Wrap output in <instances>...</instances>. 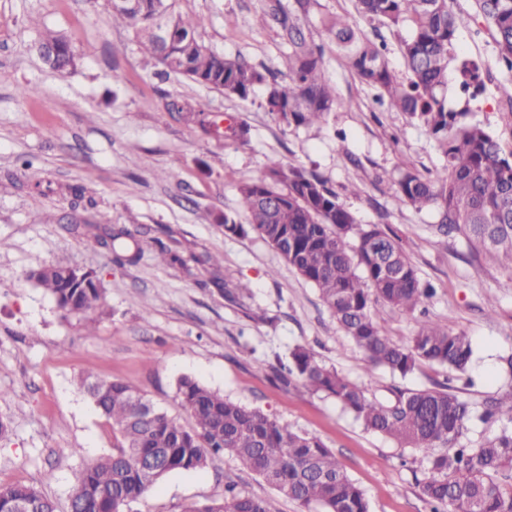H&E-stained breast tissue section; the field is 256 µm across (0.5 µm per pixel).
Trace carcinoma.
Masks as SVG:
<instances>
[{
	"label": "carcinoma",
	"instance_id": "obj_1",
	"mask_svg": "<svg viewBox=\"0 0 512 512\" xmlns=\"http://www.w3.org/2000/svg\"><path fill=\"white\" fill-rule=\"evenodd\" d=\"M312 0H269L259 23L276 25L288 44V83L220 54L197 35L203 20L175 10V0H131L129 7L108 6L112 21L131 28L139 48L167 74L178 73L199 85L243 100L262 86V106L290 126L309 125L347 103L336 100L325 79L321 46L309 40L301 17ZM492 30L496 60L512 72V0H477ZM357 14L396 36L405 62L401 78L389 67L385 42L371 40L346 15L329 14L322 24L348 67L377 91L389 112H406L438 143L444 164L432 179L410 170L398 181V199L418 211L441 216L438 231L464 238L470 250L512 266V150L507 151L482 125L464 120L466 112L448 107V69L461 77L462 89L477 95L487 72L475 62H457L456 31L463 23L448 0H357ZM176 38L159 44L157 32ZM51 69L75 65L70 41L43 32L36 48ZM239 193L248 224L224 215V232H254L267 241L320 296L345 335L371 367L402 378L422 362L467 371L472 342L436 322H425L405 345L383 333L377 305L414 312L430 296L402 245L376 226L364 229L316 173L270 161L264 173L242 183ZM275 205H265L266 198ZM29 278L44 288L67 315L86 314L100 305L97 275L63 261L43 264ZM276 378L323 393L363 427L423 453L424 477L416 480L432 512H512V385L477 406L448 391L398 389L385 404L365 388L324 364L308 346L297 344L278 361ZM96 411L110 420L120 445L85 468L71 497L75 512H128L151 487L175 471H201L216 455H230L256 472L278 494L305 512H369L363 490L349 477L333 451L317 436L297 432L258 409L230 400L184 376L177 397L189 414L188 427L159 409L123 380L83 379ZM484 425L479 441L464 440L473 421ZM162 452L156 472L142 461ZM28 512H56L55 502L35 487L13 484L0 489V512L16 503ZM183 512H268L265 500L227 489L224 497Z\"/></svg>",
	"mask_w": 512,
	"mask_h": 512
}]
</instances>
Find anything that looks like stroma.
I'll return each instance as SVG.
<instances>
[{
	"label": "stroma",
	"mask_w": 512,
	"mask_h": 512,
	"mask_svg": "<svg viewBox=\"0 0 512 512\" xmlns=\"http://www.w3.org/2000/svg\"><path fill=\"white\" fill-rule=\"evenodd\" d=\"M268 0H175L201 17L199 39L287 82L288 45L256 19ZM465 18L458 56L481 61L490 77L469 98L457 82L448 105L466 110L504 149L512 148V105L501 93L512 73L498 66L475 0H448ZM354 0H318L301 26L324 53L325 75L344 109L324 121L286 126L264 110L263 90L242 100L183 76L161 75L134 34L114 24L104 0H0V486L22 483L68 512L79 473L117 443L80 381L121 379L183 425L176 397L191 376L224 397L320 437L363 489L371 512H430L415 481L421 455L371 431L334 399L284 388L278 359L297 344L363 384L378 400L394 388L450 387L472 403L511 386L499 357L512 353V269L471 254L465 241L437 230L434 211L402 204L397 181L414 169L431 178L442 161L428 132L408 114L384 111L325 37L321 16L354 14ZM46 28L71 41L78 63L49 69L34 48ZM200 107L204 123L183 120L172 100ZM249 127L246 141L228 123ZM315 170L363 226L395 236L432 294L415 313L383 308L385 335L406 343L433 321L471 337L468 376L421 364L401 378L368 366L319 296L256 234L224 231L245 223L238 193L269 160ZM95 235L122 229L115 247ZM170 258L159 261L160 251ZM136 255L135 263L124 260ZM64 260L96 272L100 308L64 314L29 273ZM262 498L269 512H300L235 458L202 471H177L130 506L131 512H182L223 497L226 485Z\"/></svg>",
	"instance_id": "35a3bbf8"
}]
</instances>
